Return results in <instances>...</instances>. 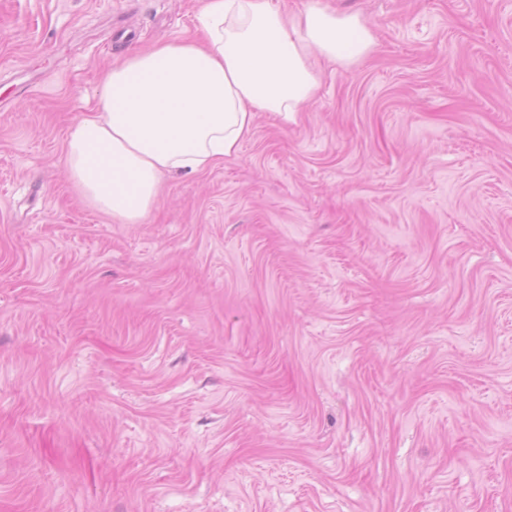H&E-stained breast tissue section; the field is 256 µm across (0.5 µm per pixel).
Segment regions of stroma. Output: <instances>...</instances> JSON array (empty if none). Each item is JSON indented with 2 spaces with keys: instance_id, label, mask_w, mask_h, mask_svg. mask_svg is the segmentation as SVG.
I'll list each match as a JSON object with an SVG mask.
<instances>
[{
  "instance_id": "35a3bbf8",
  "label": "stroma",
  "mask_w": 512,
  "mask_h": 512,
  "mask_svg": "<svg viewBox=\"0 0 512 512\" xmlns=\"http://www.w3.org/2000/svg\"><path fill=\"white\" fill-rule=\"evenodd\" d=\"M296 123L89 207L67 133L203 0H0V512H512V0H330Z\"/></svg>"
}]
</instances>
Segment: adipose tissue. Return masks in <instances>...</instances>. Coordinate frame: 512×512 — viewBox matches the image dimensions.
I'll return each instance as SVG.
<instances>
[{
    "mask_svg": "<svg viewBox=\"0 0 512 512\" xmlns=\"http://www.w3.org/2000/svg\"><path fill=\"white\" fill-rule=\"evenodd\" d=\"M197 21V37L129 52L109 70L95 112L66 140L69 182L120 223H143L163 175L236 156L257 113L295 121L320 88L313 56L349 69L376 49L359 14L323 0L286 18L270 0H204Z\"/></svg>",
    "mask_w": 512,
    "mask_h": 512,
    "instance_id": "adipose-tissue-1",
    "label": "adipose tissue"
}]
</instances>
